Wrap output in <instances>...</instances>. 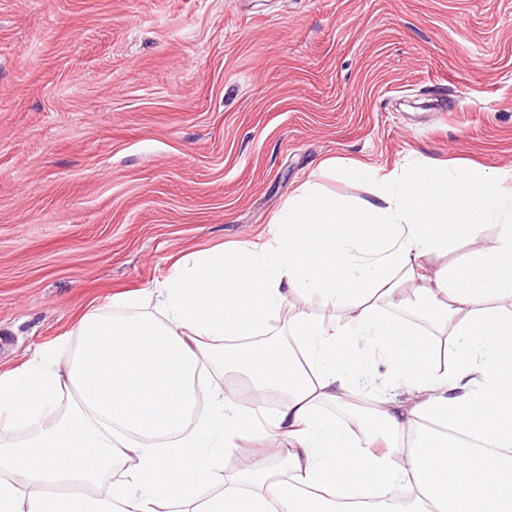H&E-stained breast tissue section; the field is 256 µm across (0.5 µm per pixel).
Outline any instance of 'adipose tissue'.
<instances>
[{"instance_id": "adipose-tissue-1", "label": "adipose tissue", "mask_w": 512, "mask_h": 512, "mask_svg": "<svg viewBox=\"0 0 512 512\" xmlns=\"http://www.w3.org/2000/svg\"><path fill=\"white\" fill-rule=\"evenodd\" d=\"M348 172L371 199L306 182L267 239L179 259L84 314L68 355L0 373V512H512V168ZM402 281L434 333L391 316ZM291 292L311 309L284 312ZM365 391L355 439L322 405ZM248 431L264 447L225 477Z\"/></svg>"}]
</instances>
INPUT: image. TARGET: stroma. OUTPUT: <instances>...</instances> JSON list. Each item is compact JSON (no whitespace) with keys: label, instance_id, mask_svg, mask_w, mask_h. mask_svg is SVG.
Masks as SVG:
<instances>
[{"label":"stroma","instance_id":"35a3bbf8","mask_svg":"<svg viewBox=\"0 0 512 512\" xmlns=\"http://www.w3.org/2000/svg\"><path fill=\"white\" fill-rule=\"evenodd\" d=\"M329 159L512 167V0H0V371Z\"/></svg>","mask_w":512,"mask_h":512}]
</instances>
